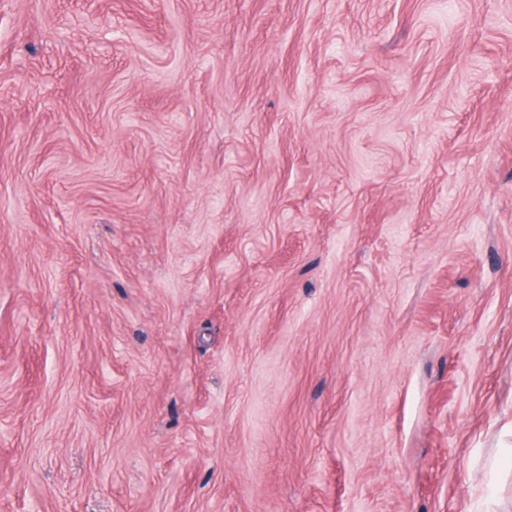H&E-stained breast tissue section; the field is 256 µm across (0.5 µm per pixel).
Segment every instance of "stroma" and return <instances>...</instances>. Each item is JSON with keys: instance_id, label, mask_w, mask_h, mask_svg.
Returning <instances> with one entry per match:
<instances>
[{"instance_id": "obj_1", "label": "stroma", "mask_w": 512, "mask_h": 512, "mask_svg": "<svg viewBox=\"0 0 512 512\" xmlns=\"http://www.w3.org/2000/svg\"><path fill=\"white\" fill-rule=\"evenodd\" d=\"M511 422L512 0H0V512H480Z\"/></svg>"}]
</instances>
